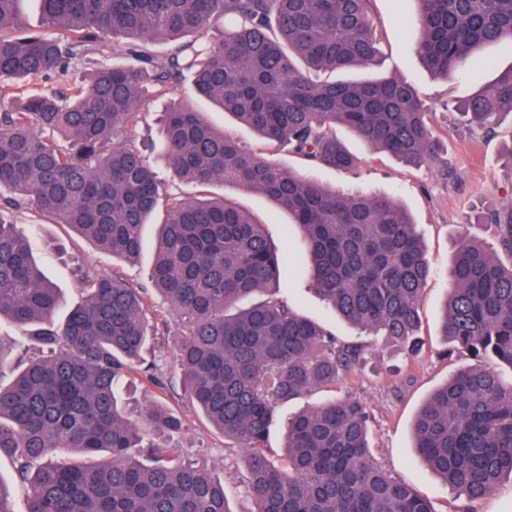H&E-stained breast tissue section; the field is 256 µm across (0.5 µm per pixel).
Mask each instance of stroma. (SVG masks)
Wrapping results in <instances>:
<instances>
[{"label": "stroma", "mask_w": 512, "mask_h": 512, "mask_svg": "<svg viewBox=\"0 0 512 512\" xmlns=\"http://www.w3.org/2000/svg\"><path fill=\"white\" fill-rule=\"evenodd\" d=\"M369 12L382 50L377 73L402 77L430 105L429 122L442 150L432 162L410 168L387 153L368 147L339 126L335 129L336 136L358 157L357 167L345 172L330 168H316L311 172L328 187L390 194L413 214L417 232L435 269L419 309L418 335L422 349L416 356H404L386 337L338 317L313 283L296 272L294 261L304 253L305 242L298 229L290 224L287 213L258 193L229 189V196L262 222L268 239L282 255L279 297L289 301L304 317L332 331L340 341L360 343L366 348L365 364L348 374L340 385L313 391L281 406L265 448L273 462H280L284 425L289 417L307 406L351 396L364 402L371 411L369 442L374 458L386 471L430 498L436 512H463L465 499L419 461L413 426L430 394L468 363L467 358L443 354L446 344L442 336V306L450 286L446 269L455 245L463 234L494 244V231L482 223L481 217L488 209L512 203V163L504 158L508 145L512 144V115H502L495 133L488 134L460 125L449 105L476 91V84L466 79V72H482L484 80L489 81L496 70L512 66V42L504 40L489 45L466 61L463 73L436 78L421 66L413 50L417 36L413 25L417 12L415 0H371ZM189 95L190 83L186 80L148 95L137 127L142 148L151 147L159 137V113L171 101ZM195 106L258 156L287 169H307L287 149L256 137L224 117L210 103L199 100ZM14 220L28 236L44 274L60 289L66 308L81 302L82 279L88 274L114 276L133 287L147 288L145 312L155 334L140 367L154 373L158 381L154 384L146 381L122 393L126 414L137 418L143 404L151 400L162 402L176 412L183 422L181 432L172 441L179 459L206 467L220 478L232 512H250L252 503L246 494L242 449L212 427L181 388L175 361L179 332L166 300L149 289L152 247H145L136 262H122L98 250L68 226L47 223L37 211L16 214Z\"/></svg>", "instance_id": "stroma-1"}]
</instances>
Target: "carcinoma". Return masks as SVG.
<instances>
[{
	"instance_id": "carcinoma-1",
	"label": "carcinoma",
	"mask_w": 512,
	"mask_h": 512,
	"mask_svg": "<svg viewBox=\"0 0 512 512\" xmlns=\"http://www.w3.org/2000/svg\"><path fill=\"white\" fill-rule=\"evenodd\" d=\"M24 0H0V320L35 327L48 354L20 364L0 336V457L27 486L25 512H232L224 482L178 460L181 419L148 403L129 420L117 389L148 336L146 288L88 276L61 323L56 286L8 217L34 209L112 258L135 261L145 227L158 228L152 289L179 328L181 383L206 420L246 450L253 512H434L392 477L368 444L369 413L351 397L288 422L284 466L265 453L279 408L340 383L364 359L273 293L278 254L262 224L221 184L286 210L306 242L297 262L351 323L414 351L425 285L434 273L411 214L393 197L332 189L254 154L179 102L161 115V155L183 184L175 196L137 143L147 94L191 76L203 98L312 167L347 171L355 156L341 125L406 166L438 150L430 107L398 76L321 81L320 71L376 64L370 0H38L43 28L22 21ZM414 51L446 77L478 49L512 41V0H416ZM220 28L216 41L202 40ZM122 38L121 65H101L99 42ZM169 45L161 57L144 44ZM81 75L50 92L34 82ZM485 131L512 114V66L457 103ZM512 255V204L488 213ZM264 293L229 314L241 298ZM444 354L512 368V265L461 238L443 312ZM415 452L475 503L512 476V383L478 366L459 370L420 408Z\"/></svg>"
}]
</instances>
